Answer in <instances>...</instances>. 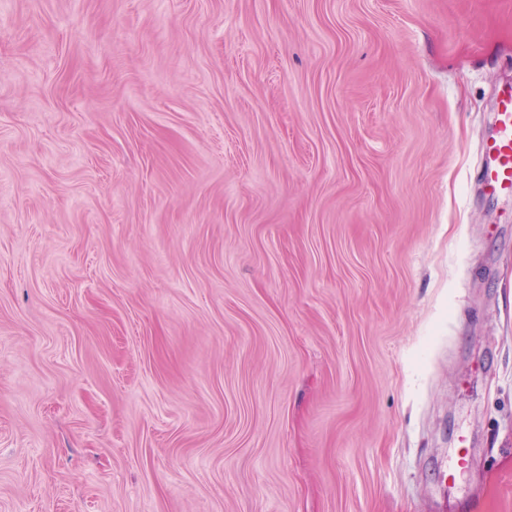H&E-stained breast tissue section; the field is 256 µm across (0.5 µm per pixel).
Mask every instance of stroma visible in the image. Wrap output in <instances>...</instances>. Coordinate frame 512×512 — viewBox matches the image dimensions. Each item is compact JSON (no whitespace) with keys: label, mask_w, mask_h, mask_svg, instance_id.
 <instances>
[{"label":"stroma","mask_w":512,"mask_h":512,"mask_svg":"<svg viewBox=\"0 0 512 512\" xmlns=\"http://www.w3.org/2000/svg\"><path fill=\"white\" fill-rule=\"evenodd\" d=\"M505 78L512 0H0V512H512ZM481 190L492 200L512 199V81L499 83L494 94L490 130L482 144Z\"/></svg>","instance_id":"stroma-1"}]
</instances>
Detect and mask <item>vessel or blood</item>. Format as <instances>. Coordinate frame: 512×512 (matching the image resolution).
I'll return each instance as SVG.
<instances>
[{"label":"vessel or blood","mask_w":512,"mask_h":512,"mask_svg":"<svg viewBox=\"0 0 512 512\" xmlns=\"http://www.w3.org/2000/svg\"><path fill=\"white\" fill-rule=\"evenodd\" d=\"M481 190L493 200L512 199V81L497 85L490 130L482 144Z\"/></svg>","instance_id":"vessel-or-blood-1"}]
</instances>
